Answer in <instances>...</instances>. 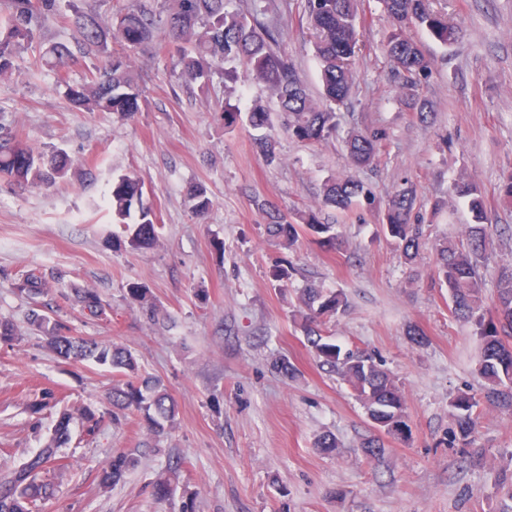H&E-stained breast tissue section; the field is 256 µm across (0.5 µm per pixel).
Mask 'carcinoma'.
Listing matches in <instances>:
<instances>
[{
    "label": "carcinoma",
    "mask_w": 512,
    "mask_h": 512,
    "mask_svg": "<svg viewBox=\"0 0 512 512\" xmlns=\"http://www.w3.org/2000/svg\"><path fill=\"white\" fill-rule=\"evenodd\" d=\"M60 2L9 0L8 13L0 17L1 77L11 71L12 59L25 43L43 30L49 19L61 15ZM381 4L392 20L384 51L402 91L401 101L420 122L428 124L434 112L430 101L420 94L419 85L429 73L430 61L422 46L407 35L406 28L424 29L443 45L458 43L463 31L448 20V14L433 9L429 0H381ZM67 8L72 13L78 52L69 45L55 43L47 48L40 62L56 70L58 87L80 111L112 112L131 118L146 109L147 100L135 71V55L153 41L156 29L162 26L177 45V78L188 89L205 95L216 75L229 83L236 82V68L225 64L238 61L271 91L278 104L277 117L259 104L247 115L249 125L261 131L255 143L266 162L278 160L276 119L291 138L308 144L325 142L339 132L338 110L347 105L356 76L358 0H305L304 16L319 66L318 99L308 92L288 56L277 50L281 31L267 19L268 7L259 0H253L245 12L228 9V0H137L131 7L116 5L109 24L86 0H67ZM78 53L101 55L104 60L88 70L83 82L73 84L67 67ZM386 138L383 128L349 131L345 137L348 165H375ZM68 165V159L61 154L33 150L16 127L0 135V178L31 187H50L66 176ZM450 194L467 202L474 223L466 226L461 245L452 246L446 240L434 244L436 279L448 288L452 314L470 323L481 341L478 371L485 380L483 399L512 409V266L499 269L493 307L485 308L481 269L494 251L497 225L486 222L483 193L469 178L455 180ZM360 197L372 201L370 190L362 182L343 174L324 182L319 207L298 211L291 218L264 201L257 200L255 205L266 216L267 235L284 246L291 249L301 236L310 235L322 247L340 251L344 241L336 225L322 218V212L326 208L345 211ZM107 201L125 232L123 237L112 235L107 239L108 245L138 251L158 244L160 224L155 211L145 204L144 183L138 177L124 174L113 179ZM189 202L191 211L200 217L212 205L203 185L192 189ZM416 205L417 190L406 183L388 199L381 222L385 237L407 263L415 261L427 245L424 218ZM55 287L66 288L63 278L51 282L34 270L21 274L16 290L30 305L29 327L46 338L47 347L59 361L69 365L89 362L112 369L120 376L109 395L112 410L134 409L142 415L149 431L164 432L175 419L177 405L161 380L140 377L138 363L124 344L73 336L68 325L45 313L41 298ZM65 297L90 317L97 318L110 307L98 291L90 288H72ZM126 300L155 310L149 288L142 283L130 284ZM347 306L344 293L311 283L301 289L291 318L304 333L320 366L338 375L366 412L383 421L384 433L406 439L410 428L405 397L382 361L365 350L344 349L327 334V323ZM19 338L14 323L0 318V342L10 345ZM54 402L51 390L42 391L29 402V423L34 431L42 429L44 415ZM479 403L480 399L466 392L450 400V414L456 425L451 442L470 444L477 427ZM104 415L92 404L82 405L76 415L69 410L55 413L41 448L0 471V512H34L39 504L53 498L57 475L70 467L62 451L72 442L74 420H80L85 434L94 437L102 430ZM185 463V458L178 456L158 475L153 482L155 499L172 498ZM138 466L135 454L117 452L99 468L98 484L109 489Z\"/></svg>",
    "instance_id": "1"
}]
</instances>
